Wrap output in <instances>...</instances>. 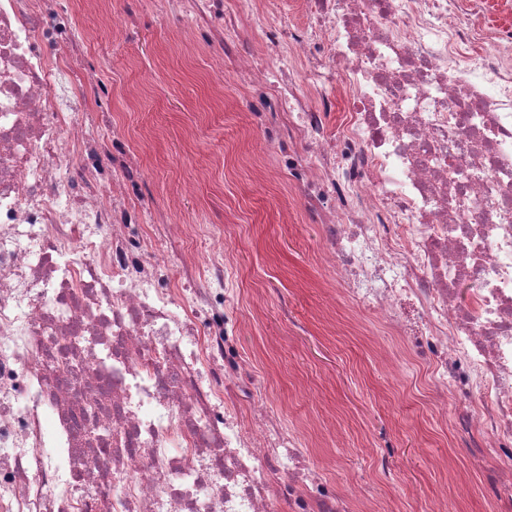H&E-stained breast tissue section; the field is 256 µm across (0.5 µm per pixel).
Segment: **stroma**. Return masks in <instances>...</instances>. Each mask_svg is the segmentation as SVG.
I'll return each mask as SVG.
<instances>
[{
    "mask_svg": "<svg viewBox=\"0 0 512 512\" xmlns=\"http://www.w3.org/2000/svg\"><path fill=\"white\" fill-rule=\"evenodd\" d=\"M130 2L82 7L76 27L98 82L91 106L108 120L99 132L130 139L149 174L143 192L167 223L204 228L194 249L217 239L228 246L227 284L239 290L252 328L241 351L271 410L350 494L351 512H425L443 493L448 512H499L482 477L496 465L494 452L471 460L468 436L455 429L453 393L436 395L430 370L372 311L338 293L298 191L253 152L246 88L225 72L224 103H211L209 52L186 49L176 36L183 21L160 29L165 0L141 10L131 37L113 35L109 14ZM190 181L195 194L176 204ZM384 356L395 372L381 370Z\"/></svg>",
    "mask_w": 512,
    "mask_h": 512,
    "instance_id": "obj_1",
    "label": "stroma"
}]
</instances>
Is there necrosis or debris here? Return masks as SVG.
<instances>
[{
    "label": "necrosis or debris",
    "instance_id": "1",
    "mask_svg": "<svg viewBox=\"0 0 512 512\" xmlns=\"http://www.w3.org/2000/svg\"><path fill=\"white\" fill-rule=\"evenodd\" d=\"M237 3L167 0L210 99L247 84L333 280L452 388L511 502L512 29L483 48L486 0H301V24ZM94 87L72 0H0V512H348L247 369L228 250L150 253L191 229H148Z\"/></svg>",
    "mask_w": 512,
    "mask_h": 512
}]
</instances>
